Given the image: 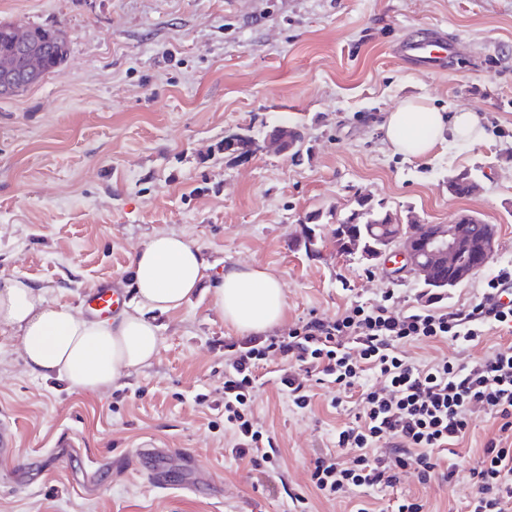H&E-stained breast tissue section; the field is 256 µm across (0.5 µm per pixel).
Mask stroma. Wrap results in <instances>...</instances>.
<instances>
[{
    "label": "stroma",
    "instance_id": "stroma-1",
    "mask_svg": "<svg viewBox=\"0 0 512 512\" xmlns=\"http://www.w3.org/2000/svg\"><path fill=\"white\" fill-rule=\"evenodd\" d=\"M0 21L68 40L59 72L0 97V274L51 302L79 310L88 289L128 288L134 251L158 231L186 236L214 268L275 274L287 302L276 336L356 300L387 295L397 313L426 301L417 278L338 249L333 230L360 195L423 224L471 215L495 225V254L443 293L442 309L474 303L512 266V0H0ZM434 29L460 48L445 71L393 56L403 37ZM409 97L477 113L482 139L440 141L420 160L395 153L381 124ZM283 122L300 125L307 154L262 150L244 162L217 150L227 132L260 140ZM463 172L478 191L449 194V177ZM312 213L319 223L306 222ZM150 318L155 358L95 392L31 374L20 337L0 336V419L17 430L0 457V512H292L297 495L309 512H349L308 481L312 458L354 419L332 408L334 386L305 377L312 405L296 412L278 380L293 365L268 354L252 399L280 468L264 478L224 436V346L240 335L205 291ZM499 342L492 329L476 346L410 352L468 363ZM496 430L476 420L452 457L454 486L422 488L409 470L372 502L381 512L396 494L422 493L433 512H456ZM63 432L72 447H56ZM158 465L163 487L150 477Z\"/></svg>",
    "mask_w": 512,
    "mask_h": 512
}]
</instances>
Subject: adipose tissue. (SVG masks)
<instances>
[{"mask_svg":"<svg viewBox=\"0 0 512 512\" xmlns=\"http://www.w3.org/2000/svg\"><path fill=\"white\" fill-rule=\"evenodd\" d=\"M479 128L474 112H442L416 99L404 101L384 124L395 151L416 159L426 158L442 137H469ZM131 267L134 305L94 320L50 302L29 280L0 274V334L21 337L30 373L87 392L148 365L159 336L147 312L178 310L200 290H208L225 323L245 336L266 334L285 316L278 278L239 264L212 275L200 247L175 233L153 234L135 251Z\"/></svg>","mask_w":512,"mask_h":512,"instance_id":"ef3b65f1","label":"adipose tissue"}]
</instances>
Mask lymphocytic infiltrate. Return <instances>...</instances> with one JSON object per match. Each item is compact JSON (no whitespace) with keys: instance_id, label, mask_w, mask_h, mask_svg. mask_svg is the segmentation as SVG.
Returning <instances> with one entry per match:
<instances>
[{"instance_id":"f902f5d3","label":"lymphocytic infiltrate","mask_w":512,"mask_h":512,"mask_svg":"<svg viewBox=\"0 0 512 512\" xmlns=\"http://www.w3.org/2000/svg\"><path fill=\"white\" fill-rule=\"evenodd\" d=\"M511 281L512 268H500L479 300L451 312L426 303L396 314L382 300L355 301L335 320L312 317L287 335L238 345L224 372L232 456L264 474L276 469L278 450L254 416L251 393L268 353L277 351L358 408L352 425L336 435L337 453L311 462L309 481L323 498H349L353 512H372L370 492L395 488L409 468L420 484H454L459 471L447 453L484 416L498 432L470 471L474 493L463 512H512V345L467 364L422 363L406 352L422 340L468 345L490 329H512V302L496 300Z\"/></svg>"}]
</instances>
